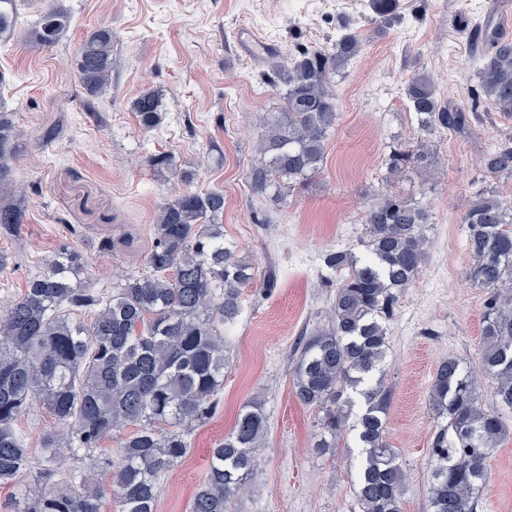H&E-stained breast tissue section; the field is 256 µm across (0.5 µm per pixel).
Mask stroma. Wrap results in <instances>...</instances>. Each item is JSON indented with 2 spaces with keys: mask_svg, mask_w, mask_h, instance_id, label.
Listing matches in <instances>:
<instances>
[{
  "mask_svg": "<svg viewBox=\"0 0 512 512\" xmlns=\"http://www.w3.org/2000/svg\"><path fill=\"white\" fill-rule=\"evenodd\" d=\"M389 23L371 0H65L72 22L52 46L28 40L44 6L24 0L17 38L0 52V110L21 132L16 178L29 201L26 224L0 234V301L18 296L46 259L69 245L83 257L85 285L106 293L112 272L146 267L152 224L174 186L172 169L150 166L165 153L193 175L191 189L224 195V237L258 269L273 267L274 288L243 289L238 316L224 324V387L215 415L187 436L185 460L160 480L157 512H189L205 476L209 450L228 434L242 405L260 398L268 431L258 465L233 512H355L356 447L320 452L319 413L293 392L296 344L327 322L336 280L328 250L363 253L362 217L384 187L423 197L431 210L424 263L389 323L385 382L394 392L389 440L407 478L402 512H425L432 442L440 418L429 399L441 361L480 360L483 290L466 279L470 257L461 216L482 180L484 151L512 137V115L484 111L471 63L470 30L494 19L505 34L502 0H398ZM353 28L362 50L335 77L336 127L318 174L287 205L256 201L249 173L256 162L258 119L281 102L275 64L317 51ZM112 32V83L86 110L75 59L85 36ZM250 28L272 45L256 58L236 35ZM425 71L442 98L478 113L469 133L433 135V173L387 182L391 146L417 140L405 87ZM158 93L163 120L142 130L128 100ZM62 127L41 145L45 125ZM111 251H103V239ZM508 435L488 460L490 482L478 512H512V411Z\"/></svg>",
  "mask_w": 512,
  "mask_h": 512,
  "instance_id": "35a3bbf8",
  "label": "stroma"
}]
</instances>
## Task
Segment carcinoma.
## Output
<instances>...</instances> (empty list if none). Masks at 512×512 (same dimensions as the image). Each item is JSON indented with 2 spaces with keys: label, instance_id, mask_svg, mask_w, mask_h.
<instances>
[{
  "label": "carcinoma",
  "instance_id": "obj_1",
  "mask_svg": "<svg viewBox=\"0 0 512 512\" xmlns=\"http://www.w3.org/2000/svg\"><path fill=\"white\" fill-rule=\"evenodd\" d=\"M63 0H49L30 37L45 47L70 26ZM478 86L488 110L512 114V39L487 23L472 33ZM355 32L325 50L305 51L275 65L285 87L283 106L260 120L259 161L249 175L253 194L280 201L285 190L318 173L336 125L332 77L360 52ZM84 92L96 96L112 80V31L87 34L76 59ZM406 97L420 131L465 133L472 116L443 101L430 77L416 72ZM142 129L162 120L160 100L146 90L131 98ZM20 132L0 112V229L26 223L27 198L16 193L14 165ZM399 179L434 166L425 139L386 158ZM487 181L512 179V137L483 156ZM224 194L189 189L163 203L153 224L146 273L123 272L112 292L84 287L81 255L60 247L18 298L0 305V484L18 486L5 512H103V490L91 471L112 474L119 512H155L162 475L188 453L186 436L217 410L224 387V322L240 310L242 288H272L260 271L224 242ZM427 204L386 194L364 213L365 255L329 251L336 298L328 324L299 343L293 381L300 403L319 409L320 450L354 436L362 448L354 495L358 512H402L405 475L389 441L386 416L393 390L384 381L388 322L401 294L424 262ZM470 263L466 278L486 294L479 370L453 356L437 367L430 397L443 418L433 440L438 463L426 512H477L489 480L487 459L507 432L502 411L512 409V206L488 186L464 212ZM91 314L85 318V314ZM350 391L364 408L352 415ZM491 398V405L484 403ZM40 401L59 428L43 432L38 454L17 423ZM267 430L263 404L252 399L231 432L210 449L190 512H230L255 469ZM117 439V460H91L55 479L59 460L92 455Z\"/></svg>",
  "mask_w": 512,
  "mask_h": 512
}]
</instances>
